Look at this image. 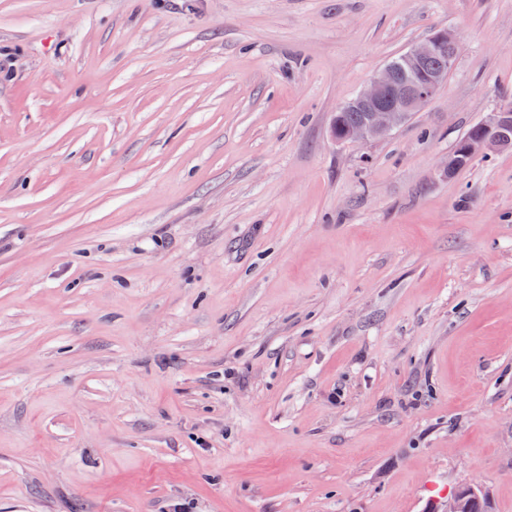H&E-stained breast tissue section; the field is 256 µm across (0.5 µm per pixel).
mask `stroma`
Wrapping results in <instances>:
<instances>
[{
    "instance_id": "35a3bbf8",
    "label": "stroma",
    "mask_w": 512,
    "mask_h": 512,
    "mask_svg": "<svg viewBox=\"0 0 512 512\" xmlns=\"http://www.w3.org/2000/svg\"><path fill=\"white\" fill-rule=\"evenodd\" d=\"M509 106L512 0H0V512H512ZM437 47L448 50V62L454 59L458 50L455 37L444 30L424 42L413 45L403 55L394 57L389 64L380 68L354 99L336 111L332 135L334 140L368 142L379 139L389 135L413 112H418L441 90L452 69L448 70L446 75L444 70L440 69L447 60L442 53L433 57ZM402 59L410 70L422 71L429 62V70H440L430 73L420 81H407L402 79L396 66L390 63H401ZM350 127L352 128L343 138L336 137V132L343 135ZM477 129L480 130V134H474ZM477 129L476 126L472 127L456 144L450 155L460 160L458 169L465 167L479 153L512 148V111L510 109L491 112L488 119L477 125ZM470 134L473 135L467 141L466 152L471 157L466 158L462 154V148ZM477 501H482L484 508L488 510L485 512H490L486 496L473 485L465 484L448 495L442 509L434 507L428 509L427 512H471L473 503Z\"/></svg>"
}]
</instances>
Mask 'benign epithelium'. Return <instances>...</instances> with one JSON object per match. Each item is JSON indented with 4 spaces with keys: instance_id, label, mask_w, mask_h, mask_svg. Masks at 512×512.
Listing matches in <instances>:
<instances>
[{
    "instance_id": "obj_1",
    "label": "benign epithelium",
    "mask_w": 512,
    "mask_h": 512,
    "mask_svg": "<svg viewBox=\"0 0 512 512\" xmlns=\"http://www.w3.org/2000/svg\"><path fill=\"white\" fill-rule=\"evenodd\" d=\"M438 47L448 51L450 61L457 54L455 37L444 30L410 47L402 59L408 69L421 71L431 61ZM447 79L444 70L440 69L420 81H407L395 65H384L369 84L345 104L348 109L364 113V118L345 134L343 140L368 142L389 135L431 100ZM477 129L480 133L472 135L467 141L466 152L469 156L512 148L511 110L490 113L488 119L477 125ZM477 501L483 502L485 509H490L486 496L476 487L465 484L448 495L443 508H430L428 512H471L473 503Z\"/></svg>"
}]
</instances>
